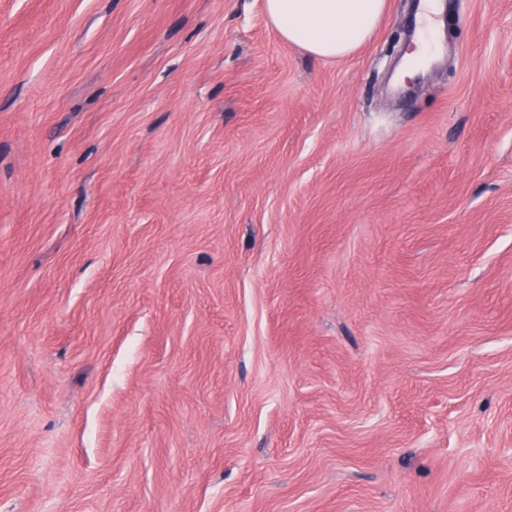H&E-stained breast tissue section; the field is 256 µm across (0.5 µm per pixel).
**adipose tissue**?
Here are the masks:
<instances>
[{
    "label": "adipose tissue",
    "mask_w": 512,
    "mask_h": 512,
    "mask_svg": "<svg viewBox=\"0 0 512 512\" xmlns=\"http://www.w3.org/2000/svg\"><path fill=\"white\" fill-rule=\"evenodd\" d=\"M384 8L385 0H265L267 17L280 37L324 60L357 51Z\"/></svg>",
    "instance_id": "adipose-tissue-1"
}]
</instances>
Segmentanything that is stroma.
<instances>
[{"label":"stroma","instance_id":"35a3bbf8","mask_svg":"<svg viewBox=\"0 0 512 512\" xmlns=\"http://www.w3.org/2000/svg\"><path fill=\"white\" fill-rule=\"evenodd\" d=\"M328 62L264 0H0V512H512V0Z\"/></svg>","mask_w":512,"mask_h":512}]
</instances>
